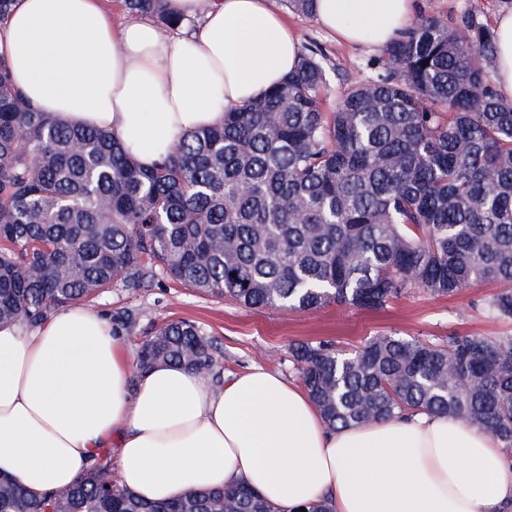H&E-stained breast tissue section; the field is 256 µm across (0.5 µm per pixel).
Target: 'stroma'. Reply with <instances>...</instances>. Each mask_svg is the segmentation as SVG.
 Listing matches in <instances>:
<instances>
[{
  "label": "stroma",
  "mask_w": 512,
  "mask_h": 512,
  "mask_svg": "<svg viewBox=\"0 0 512 512\" xmlns=\"http://www.w3.org/2000/svg\"><path fill=\"white\" fill-rule=\"evenodd\" d=\"M276 5L300 37L302 53L316 52L330 67L328 89L322 107L331 112L347 82L367 81L378 72L380 53L337 42L314 16L296 11L286 0ZM512 0H416V13L435 16L451 24L465 16L493 23L501 8ZM495 285L481 284L450 297H434L421 291L402 295L386 308L371 311L328 305L317 310H263L247 308L231 300L197 294L163 275L146 278L140 287L115 286L94 298L90 307L114 324L131 351L162 323L191 320L220 346L225 373L236 374L261 366L298 380L288 347L295 341H329L349 350L374 336L397 335L443 343L454 332L477 336L512 335V320H493L481 313L485 298ZM132 315L133 327L119 325L118 318Z\"/></svg>",
  "instance_id": "stroma-1"
}]
</instances>
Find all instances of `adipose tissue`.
Masks as SVG:
<instances>
[{
    "label": "adipose tissue",
    "mask_w": 512,
    "mask_h": 512,
    "mask_svg": "<svg viewBox=\"0 0 512 512\" xmlns=\"http://www.w3.org/2000/svg\"><path fill=\"white\" fill-rule=\"evenodd\" d=\"M187 34L119 24L103 0H15L0 56L40 111L111 132L144 168L179 138L264 97L299 61L275 0H166ZM415 0H314L340 42L381 51ZM495 81L512 99V8L494 21ZM114 449L120 484L160 501L242 482L294 512H512V460L481 427L420 413L328 429L305 388L257 367L214 388L180 365L135 372L107 319L72 304L0 327V472L42 495Z\"/></svg>",
    "instance_id": "adipose-tissue-1"
}]
</instances>
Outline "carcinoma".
<instances>
[{"label": "carcinoma", "instance_id": "obj_1", "mask_svg": "<svg viewBox=\"0 0 512 512\" xmlns=\"http://www.w3.org/2000/svg\"><path fill=\"white\" fill-rule=\"evenodd\" d=\"M163 31V0H124ZM493 30L424 16L384 50L375 80L323 110L315 55L266 97L181 138L152 168L114 136L29 103L0 57V326L160 274L250 308L378 310L413 290L499 285L512 319V101L498 95ZM79 275H73V270ZM289 356L330 429L431 412L512 449V336L452 333L439 346L377 336L345 352L294 342ZM185 365L220 388L199 325L166 323L136 371ZM0 512H280L242 483L147 502L96 461L42 496L0 473Z\"/></svg>", "mask_w": 512, "mask_h": 512}]
</instances>
